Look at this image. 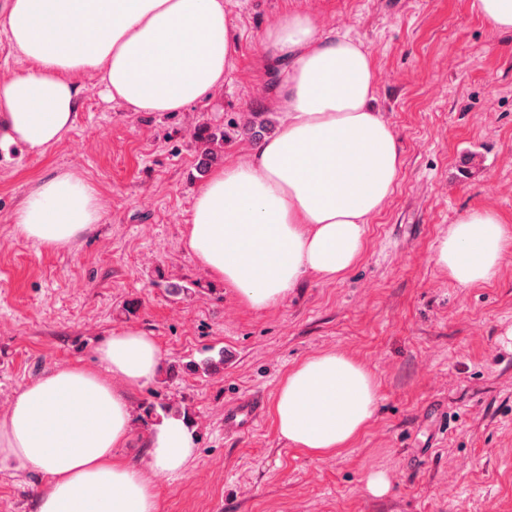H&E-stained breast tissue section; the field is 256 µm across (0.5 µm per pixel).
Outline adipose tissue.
<instances>
[{
	"instance_id": "obj_1",
	"label": "adipose tissue",
	"mask_w": 512,
	"mask_h": 512,
	"mask_svg": "<svg viewBox=\"0 0 512 512\" xmlns=\"http://www.w3.org/2000/svg\"><path fill=\"white\" fill-rule=\"evenodd\" d=\"M0 25L29 69L0 81V152L41 156L74 125L85 74L133 112H180L223 87L233 54L224 0H7ZM288 63L281 117L250 156L212 170L195 196L186 246L216 282L256 311L309 273L341 280L365 255L369 224L399 185L397 133L373 105L374 62L362 42L323 34L291 12L265 35ZM100 193L72 169L36 181L13 216L15 233L49 251L95 233ZM512 249V228L474 210L437 246L436 264L459 285L491 281ZM162 352L137 328L112 332L94 366L47 368L0 416V467L42 475L35 512H159L150 474L176 476L195 456L177 416L148 438L145 464L116 455L131 438L127 391L158 373ZM380 384L361 360L335 350L289 369L273 400L280 437L314 456L335 455L367 431Z\"/></svg>"
}]
</instances>
